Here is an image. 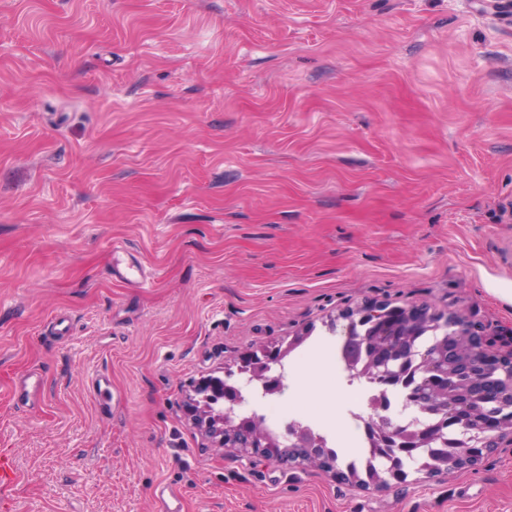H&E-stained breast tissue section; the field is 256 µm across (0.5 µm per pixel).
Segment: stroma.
<instances>
[{
    "instance_id": "stroma-1",
    "label": "stroma",
    "mask_w": 512,
    "mask_h": 512,
    "mask_svg": "<svg viewBox=\"0 0 512 512\" xmlns=\"http://www.w3.org/2000/svg\"><path fill=\"white\" fill-rule=\"evenodd\" d=\"M368 302L512 334V0H0L13 512H156L161 485L183 512H512V447L378 488L239 457L186 408L295 335L309 366ZM297 403L345 433L335 376ZM44 389L42 376L36 371H29L21 377L12 389V397L24 406L34 404Z\"/></svg>"
}]
</instances>
